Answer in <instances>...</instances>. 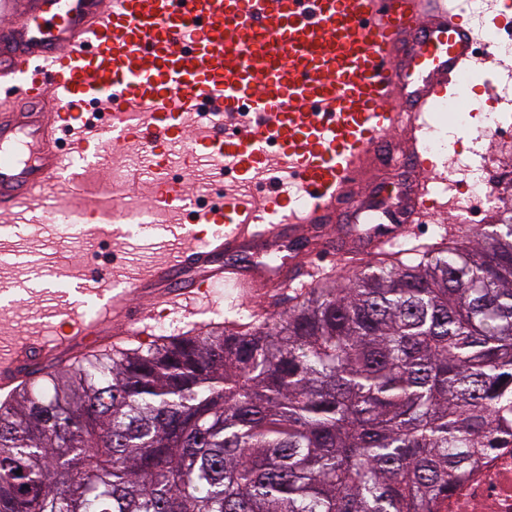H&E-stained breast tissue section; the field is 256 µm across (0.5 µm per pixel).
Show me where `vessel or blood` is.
I'll use <instances>...</instances> for the list:
<instances>
[{
  "label": "vessel or blood",
  "instance_id": "vessel-or-blood-1",
  "mask_svg": "<svg viewBox=\"0 0 512 512\" xmlns=\"http://www.w3.org/2000/svg\"><path fill=\"white\" fill-rule=\"evenodd\" d=\"M477 43L459 0H0V85L12 87L0 96L1 215L134 152L144 162L124 168L123 187L181 218L184 193L164 174L178 146L214 165L222 193L195 216L205 233L182 227L124 288L84 280L102 298L94 316L69 309L52 338L1 351L0 383L93 351L215 282L243 297L281 285L284 268L240 256L342 209L369 223V244L393 245L357 201L387 143L416 181L406 222L455 208L431 197L423 131L439 98L466 99ZM89 98L106 127L77 112Z\"/></svg>",
  "mask_w": 512,
  "mask_h": 512
}]
</instances>
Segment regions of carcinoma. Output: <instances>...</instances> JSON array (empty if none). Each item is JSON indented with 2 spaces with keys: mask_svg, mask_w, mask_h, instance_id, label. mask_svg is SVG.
I'll use <instances>...</instances> for the list:
<instances>
[{
  "mask_svg": "<svg viewBox=\"0 0 512 512\" xmlns=\"http://www.w3.org/2000/svg\"><path fill=\"white\" fill-rule=\"evenodd\" d=\"M512 436V206L0 401V512H434Z\"/></svg>",
  "mask_w": 512,
  "mask_h": 512,
  "instance_id": "cac0c4a2",
  "label": "carcinoma"
}]
</instances>
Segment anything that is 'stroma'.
<instances>
[{
	"mask_svg": "<svg viewBox=\"0 0 512 512\" xmlns=\"http://www.w3.org/2000/svg\"><path fill=\"white\" fill-rule=\"evenodd\" d=\"M468 96L486 116L502 120L505 131L479 140L474 135L462 134L457 126H449L451 149L430 152L429 157L437 163L448 164L451 172L448 194L454 197L458 194V184L468 179L469 174L450 162V155L462 158L475 153L482 155L485 166L495 174L497 194L502 200H512V103L501 100L496 86L491 83L470 88ZM410 180V172L402 168L376 171L370 177L372 196L377 202L398 207ZM115 195L112 163L107 160L88 174L79 192L57 191L38 206L5 216L4 221L11 229L0 234V290L12 295L13 301L0 303V317L9 319L17 334L37 330L42 335H52L60 323L61 310L68 304L87 314L94 310L93 297L71 294L62 298L58 295L59 290L65 289V274L73 266L98 269L114 279L121 274L137 272L173 248V237L156 224L154 216L148 212L147 202L134 196L126 198L124 206L125 212L131 213V220L121 222L120 237L109 245L63 233L57 225L38 218L39 212L54 205L108 207ZM453 222V212H437L421 223H394L390 229L397 233L399 240L409 244H431L440 241ZM366 230V225L340 217L323 233L328 241L347 247L346 252L332 257L316 252L307 233H299L297 238L283 243L284 263L290 268L316 263L323 266L325 275L348 274L376 256L375 251L356 248ZM292 293V288L283 287L270 294L243 298L234 289L219 283L207 298L190 300L186 309L167 312L166 317L173 323L174 334L184 336L226 321L245 322L253 315L280 312L287 307Z\"/></svg>",
	"mask_w": 512,
	"mask_h": 512,
	"instance_id": "1",
	"label": "stroma"
}]
</instances>
